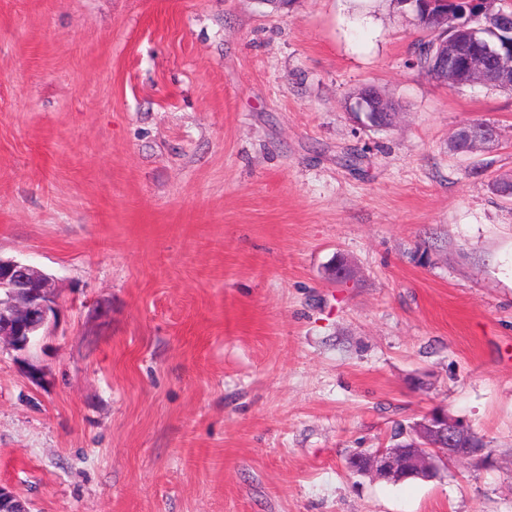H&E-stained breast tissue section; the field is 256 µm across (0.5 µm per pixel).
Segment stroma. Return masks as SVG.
<instances>
[{
  "label": "stroma",
  "instance_id": "obj_1",
  "mask_svg": "<svg viewBox=\"0 0 512 512\" xmlns=\"http://www.w3.org/2000/svg\"><path fill=\"white\" fill-rule=\"evenodd\" d=\"M422 35L398 0H0V256L59 301L39 380L0 352L31 512H512V92ZM436 408L493 464L350 473ZM413 12L415 13L419 25L430 32L431 36L430 38L421 39L417 42L414 54L408 60V63L433 75L429 51L436 37L433 30L434 23L430 20V16H428V6L426 4H420V8H414ZM384 103L387 112H381L380 105L371 95L367 93H362L356 98V100L349 104V112H366L364 113V116H362L361 119L368 126L380 123V125H383L387 128L390 127L393 123V120L395 118V109L392 106V104L388 103L387 101H385ZM373 112L381 113L375 115V113ZM476 123L482 126L464 125L457 130V137L467 139L472 146V151L494 145L498 141L497 129L493 126L484 125L487 123Z\"/></svg>",
  "mask_w": 512,
  "mask_h": 512
}]
</instances>
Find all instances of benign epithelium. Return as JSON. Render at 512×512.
I'll use <instances>...</instances> for the list:
<instances>
[{
	"label": "benign epithelium",
	"instance_id": "7a95c632",
	"mask_svg": "<svg viewBox=\"0 0 512 512\" xmlns=\"http://www.w3.org/2000/svg\"><path fill=\"white\" fill-rule=\"evenodd\" d=\"M436 7L435 25L448 32L457 26L454 16L444 6L448 0H430ZM494 0H467L471 11L461 28L468 34L443 37L433 48L436 72L448 76V81L467 84L504 85L512 87V40L501 43L482 38L494 22L512 34V15L494 10ZM351 112H379L381 107L369 94L362 93L349 104ZM456 135L468 140L472 149L488 147L498 141L493 126L467 124ZM58 310L53 279L36 267L16 259L0 258V345L16 353V359L26 363L28 374L35 378L41 370L29 362V355L40 338L48 334ZM408 443L389 448H377L366 458L363 475L380 480L415 472L434 479L441 465L450 460L475 461L490 464L493 453L484 439L477 436L463 421L448 413L433 410L414 423L404 433ZM17 504L20 512H30L14 491L0 484V512H10Z\"/></svg>",
	"mask_w": 512,
	"mask_h": 512
}]
</instances>
